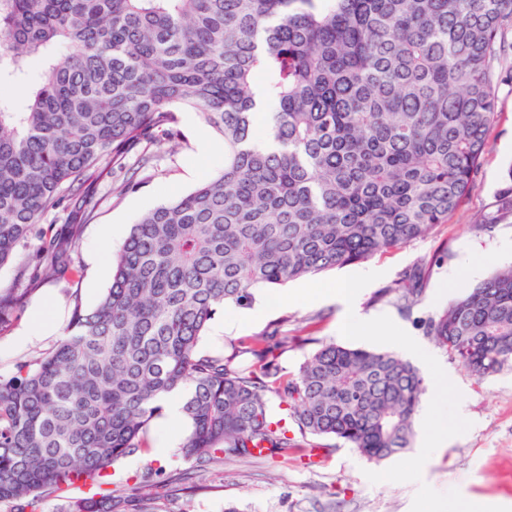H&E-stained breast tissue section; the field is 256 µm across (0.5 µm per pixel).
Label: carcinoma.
Segmentation results:
<instances>
[{
	"label": "carcinoma",
	"instance_id": "cac0c4a2",
	"mask_svg": "<svg viewBox=\"0 0 512 512\" xmlns=\"http://www.w3.org/2000/svg\"><path fill=\"white\" fill-rule=\"evenodd\" d=\"M512 0H0V267L31 235L37 280L73 273L85 182L143 143H174L176 113L224 140V170L132 225L112 282L75 310L46 356L0 375V506L38 512H162L147 468L102 495L108 468L144 451L156 399L190 384L186 461L257 452L322 458L333 439L370 460L410 447L425 379L389 350L326 342L291 372L288 337L198 350L218 306L261 288L367 261L425 236L479 172L496 113L494 73ZM275 147L253 137L255 89ZM73 202L67 226L38 227ZM429 269L392 292L410 308ZM423 330L472 374L512 361V266L451 300ZM297 426L276 418L269 397Z\"/></svg>",
	"mask_w": 512,
	"mask_h": 512
}]
</instances>
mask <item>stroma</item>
<instances>
[{
  "label": "stroma",
  "instance_id": "1",
  "mask_svg": "<svg viewBox=\"0 0 512 512\" xmlns=\"http://www.w3.org/2000/svg\"><path fill=\"white\" fill-rule=\"evenodd\" d=\"M181 132L178 146L150 151L146 158L132 156L128 164L135 173V189L117 194L121 171L104 174L95 184L97 206L93 217L82 225L73 257L78 277L45 280L29 292L21 316L0 329V374L13 370L17 361L52 351L67 328L75 306L93 309L112 281L111 264H100V253L115 255L132 224L160 203L193 190L203 179L224 166V141L201 119L198 112L178 115ZM488 147L481 169L466 196L447 223L412 243L364 262L328 271L337 278L363 271L379 272V279L358 295L363 313L388 315L423 348L431 350L451 381L463 395L461 414L471 421L467 433L449 439L436 450L423 469V483L445 492L465 490L480 497L512 504V362L499 371L476 378L441 349L432 345L421 320L434 316L449 301L485 280L495 269L512 266V216L502 209L512 197V85L497 88V116L486 135ZM426 266L431 270L424 282L421 300L404 309L398 294L381 296L404 271ZM246 326L223 325V311H216L200 342L204 353H226L230 344L257 336L280 325L290 339L280 361L288 370H298L313 352L316 341H341L336 304L315 301L289 304L263 311ZM58 314L52 331L30 344H19L18 336L31 324L37 311ZM167 431L164 419H156L148 435L150 452L129 456L112 467L111 489L132 488L147 466L170 469L173 456L154 452ZM324 463L308 466L297 460L257 456L244 462L197 466L193 489L170 496L167 512H410L418 485L414 482L370 483L366 471H382L390 460L375 462L355 450L341 446L328 449Z\"/></svg>",
  "mask_w": 512,
  "mask_h": 512
}]
</instances>
